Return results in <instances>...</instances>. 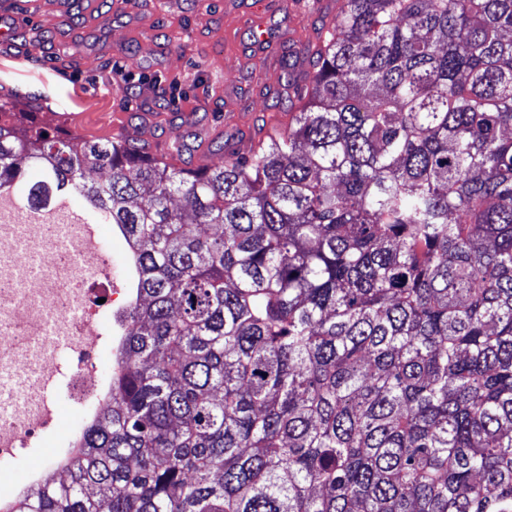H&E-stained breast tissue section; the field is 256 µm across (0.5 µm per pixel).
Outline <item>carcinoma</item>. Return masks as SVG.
<instances>
[{
  "label": "carcinoma",
  "instance_id": "cac0c4a2",
  "mask_svg": "<svg viewBox=\"0 0 512 512\" xmlns=\"http://www.w3.org/2000/svg\"><path fill=\"white\" fill-rule=\"evenodd\" d=\"M336 4L218 168L0 99V188L129 247L107 406L6 512H512V0Z\"/></svg>",
  "mask_w": 512,
  "mask_h": 512
}]
</instances>
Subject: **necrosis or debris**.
Here are the masks:
<instances>
[{"instance_id": "obj_1", "label": "necrosis or debris", "mask_w": 512, "mask_h": 512, "mask_svg": "<svg viewBox=\"0 0 512 512\" xmlns=\"http://www.w3.org/2000/svg\"><path fill=\"white\" fill-rule=\"evenodd\" d=\"M49 212V207L39 208L36 223L26 224L18 206L0 209V370L29 381L21 407L0 415V463L6 465L19 463L23 449L56 424L47 381L62 379L63 394L78 411L60 441L64 454L84 434L112 381V366L100 356L98 336L91 327L75 328L72 320L76 308L95 312L86 283L112 281V260L87 224L69 225L67 247L58 250V222L49 219ZM46 325L70 338L65 370L55 369V353L36 340Z\"/></svg>"}]
</instances>
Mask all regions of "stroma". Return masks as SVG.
<instances>
[{
	"mask_svg": "<svg viewBox=\"0 0 512 512\" xmlns=\"http://www.w3.org/2000/svg\"><path fill=\"white\" fill-rule=\"evenodd\" d=\"M19 24L16 47L0 55V96L36 104L39 121L90 141L127 140L150 156L174 128L193 122L194 149L212 166L224 144L245 153L262 128L283 129L295 112L288 77L312 71L336 0H0ZM266 42L255 43L252 19ZM59 429L28 449L23 466L0 468V500L18 494L23 471L54 461L73 409L58 400Z\"/></svg>",
	"mask_w": 512,
	"mask_h": 512,
	"instance_id": "1",
	"label": "stroma"
}]
</instances>
